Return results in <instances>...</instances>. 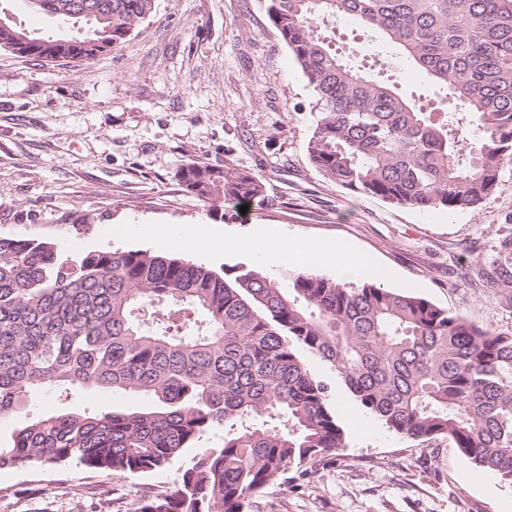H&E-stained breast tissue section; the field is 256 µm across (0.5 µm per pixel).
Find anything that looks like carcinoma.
<instances>
[{
	"label": "carcinoma",
	"instance_id": "carcinoma-1",
	"mask_svg": "<svg viewBox=\"0 0 512 512\" xmlns=\"http://www.w3.org/2000/svg\"><path fill=\"white\" fill-rule=\"evenodd\" d=\"M67 35L0 26V48L93 60L122 43L154 0H43ZM268 15L312 89L311 164L344 189L421 209L476 208L512 155V0H268ZM351 18L379 33L462 112L427 111L389 78L345 63L325 33ZM175 178L217 204L265 203L260 176L189 158ZM482 286L512 306V239ZM320 360L387 428L446 436L512 486V335L430 301L309 271L288 287L256 268L231 279L143 250L77 252L0 237V419L51 392L145 398L133 410L37 415L0 441V470L75 463L143 474L198 452L173 490L133 512H247L291 471L335 458L344 434ZM224 431L222 445L204 437Z\"/></svg>",
	"mask_w": 512,
	"mask_h": 512
}]
</instances>
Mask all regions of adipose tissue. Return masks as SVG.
<instances>
[{
    "mask_svg": "<svg viewBox=\"0 0 512 512\" xmlns=\"http://www.w3.org/2000/svg\"><path fill=\"white\" fill-rule=\"evenodd\" d=\"M248 245L259 258L276 268L288 265L302 269L333 263L348 278L376 271L369 256L353 251L343 244L328 247L306 245L282 234L261 231L250 238Z\"/></svg>",
    "mask_w": 512,
    "mask_h": 512,
    "instance_id": "1",
    "label": "adipose tissue"
}]
</instances>
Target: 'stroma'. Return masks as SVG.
<instances>
[{
	"label": "stroma",
	"mask_w": 512,
	"mask_h": 512,
	"mask_svg": "<svg viewBox=\"0 0 512 512\" xmlns=\"http://www.w3.org/2000/svg\"><path fill=\"white\" fill-rule=\"evenodd\" d=\"M267 0H155L125 42L92 61H44L0 48V237L49 239L75 251L156 252L150 230L204 224L249 238L261 229L373 257L371 283L426 298L479 327L512 335V308L479 269L512 236V156L498 189L465 211L401 207L352 193L310 163L316 125L306 77L267 13ZM336 47L358 65L381 51L357 23H336ZM259 174L267 203L247 212L183 191L181 160ZM118 224L136 233L117 236ZM169 254L218 274L261 259L174 242ZM107 392L52 394L34 413L123 410ZM330 405L344 432L335 461L298 489L254 498L250 512H512V486L466 460L445 437L389 430L342 389ZM183 456L153 472L100 473L68 463L0 471V512H130L171 490Z\"/></svg>",
	"instance_id": "1"
}]
</instances>
